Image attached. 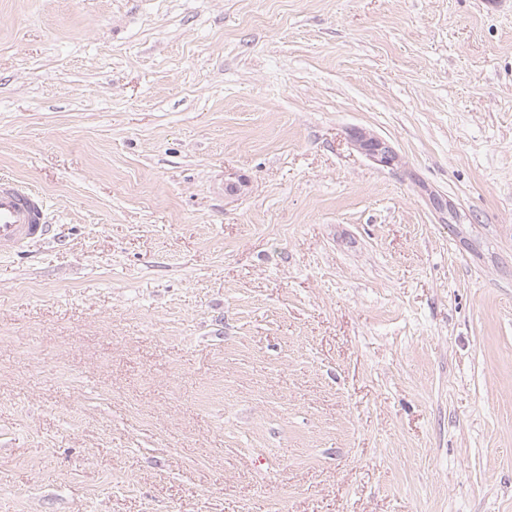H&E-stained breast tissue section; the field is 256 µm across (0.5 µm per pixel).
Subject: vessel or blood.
<instances>
[{"label": "vessel or blood", "instance_id": "1", "mask_svg": "<svg viewBox=\"0 0 512 512\" xmlns=\"http://www.w3.org/2000/svg\"><path fill=\"white\" fill-rule=\"evenodd\" d=\"M50 232L43 197L17 182L0 180V255Z\"/></svg>", "mask_w": 512, "mask_h": 512}]
</instances>
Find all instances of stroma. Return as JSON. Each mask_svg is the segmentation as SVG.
<instances>
[{"instance_id": "obj_1", "label": "stroma", "mask_w": 512, "mask_h": 512, "mask_svg": "<svg viewBox=\"0 0 512 512\" xmlns=\"http://www.w3.org/2000/svg\"><path fill=\"white\" fill-rule=\"evenodd\" d=\"M0 178V512H512V8L0 0ZM351 138L355 147L378 164L389 167L398 163L399 156L387 141L361 131L353 132ZM43 197L17 182L0 180V255H9L28 242L47 236Z\"/></svg>"}]
</instances>
